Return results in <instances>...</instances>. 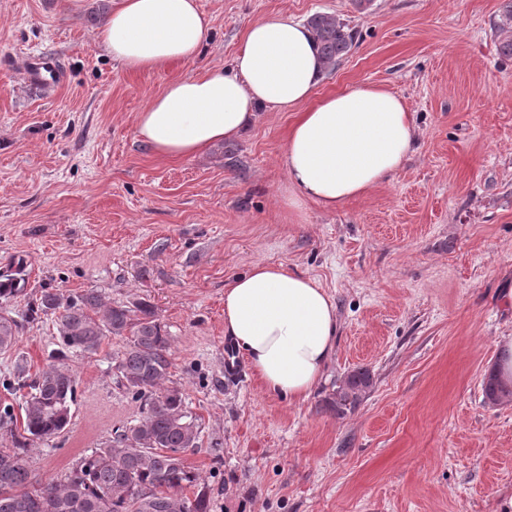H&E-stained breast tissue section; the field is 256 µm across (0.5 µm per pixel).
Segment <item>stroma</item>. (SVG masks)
Returning <instances> with one entry per match:
<instances>
[{"label": "stroma", "mask_w": 512, "mask_h": 512, "mask_svg": "<svg viewBox=\"0 0 512 512\" xmlns=\"http://www.w3.org/2000/svg\"><path fill=\"white\" fill-rule=\"evenodd\" d=\"M506 0H198L205 53L131 71L95 43L111 0H0V266L27 262L28 295L97 290L150 302L170 339L167 386L199 417L185 461L211 512H498L512 496V400L486 403L483 378L512 336V61L494 26ZM325 13L358 41L319 94L352 83L400 96L418 128L410 160L365 196L328 211L286 207L290 112L259 111L238 139L162 159L136 115L171 80L230 65L247 26ZM59 57L67 80L41 98L29 53ZM315 279L340 330L326 376L302 401L268 393L245 357L226 378L224 286L254 263ZM125 338L71 356L72 420L31 449L34 479L63 478L140 419L113 360ZM50 317L25 324L17 359L42 369ZM373 375L357 409L325 411L355 367Z\"/></svg>", "instance_id": "stroma-1"}]
</instances>
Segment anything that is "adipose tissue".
I'll list each match as a JSON object with an SVG mask.
<instances>
[{
  "instance_id": "obj_1",
  "label": "adipose tissue",
  "mask_w": 512,
  "mask_h": 512,
  "mask_svg": "<svg viewBox=\"0 0 512 512\" xmlns=\"http://www.w3.org/2000/svg\"><path fill=\"white\" fill-rule=\"evenodd\" d=\"M211 21L197 0H114L96 40L132 71L196 60ZM325 68L312 31L288 16L253 21L231 67L168 82L138 112L137 139L158 157L188 158L240 136L258 108L292 112L285 146L287 205L327 210L364 196L399 172L417 136L405 102L354 83L316 97ZM336 306L318 282L258 262L224 288V333L263 387L306 399L336 354Z\"/></svg>"
}]
</instances>
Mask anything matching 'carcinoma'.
<instances>
[{
    "mask_svg": "<svg viewBox=\"0 0 512 512\" xmlns=\"http://www.w3.org/2000/svg\"><path fill=\"white\" fill-rule=\"evenodd\" d=\"M308 25L329 69L355 45V32L334 16L314 14ZM499 31V55L512 59V0ZM25 267L24 259L13 257L0 268L1 301L27 297ZM49 314L56 317L58 341L50 363L30 380L21 358L14 379L0 382L9 394L29 388L18 414L13 403L0 400V430L11 442L0 448V512H210L206 489L192 499L183 495L200 480L183 454L200 447L202 429L184 393L164 386L171 365L169 337L152 307L145 302L107 306L95 290L65 298L56 288H43L21 315L0 310V353L16 350L24 323ZM125 335L128 342L114 368L126 393L141 402L143 417L113 428L111 439L81 458L63 479L32 481L30 448L58 437L71 422L76 379L63 360L69 353L94 355L107 337ZM372 386L370 370L356 367L325 400V408L344 415L359 406ZM483 392L491 404L512 399V390H503L492 371L484 377Z\"/></svg>",
    "mask_w": 512,
    "mask_h": 512,
    "instance_id": "carcinoma-1",
    "label": "carcinoma"
}]
</instances>
